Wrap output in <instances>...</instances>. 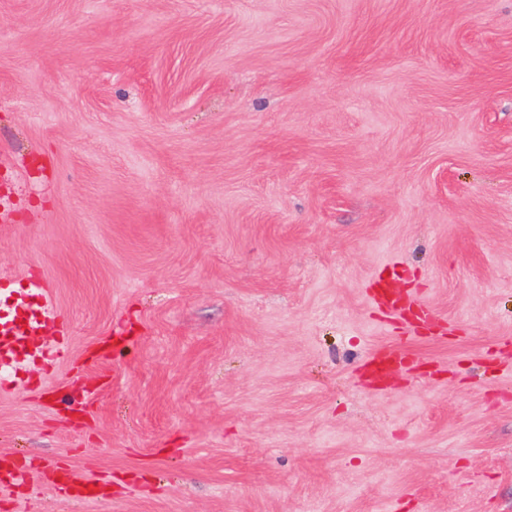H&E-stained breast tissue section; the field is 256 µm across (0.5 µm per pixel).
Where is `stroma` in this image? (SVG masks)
Here are the masks:
<instances>
[{"label": "stroma", "mask_w": 512, "mask_h": 512, "mask_svg": "<svg viewBox=\"0 0 512 512\" xmlns=\"http://www.w3.org/2000/svg\"><path fill=\"white\" fill-rule=\"evenodd\" d=\"M0 202V512H512V0H0ZM7 298L17 295L16 302L9 313L0 317V385L3 376L11 380L8 384L17 386L27 373V367L36 363L46 366L65 362L69 359L68 346L57 341L48 346L42 341L44 331L50 324L56 328L58 335L67 334V329L60 315L54 310L48 287L41 281H33L32 288H8L1 283V304Z\"/></svg>", "instance_id": "35a3bbf8"}]
</instances>
